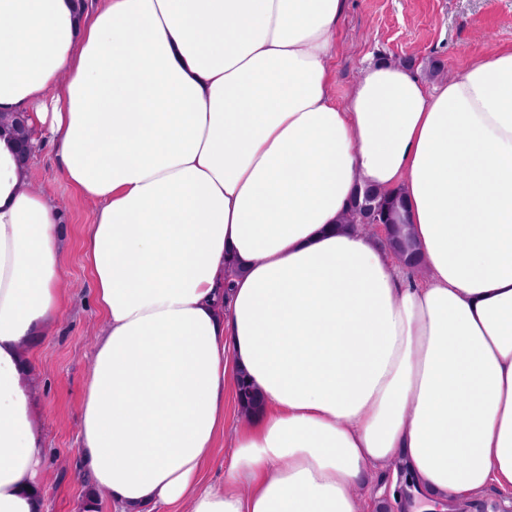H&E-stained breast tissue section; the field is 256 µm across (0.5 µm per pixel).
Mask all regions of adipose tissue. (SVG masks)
I'll return each instance as SVG.
<instances>
[{
	"instance_id": "1",
	"label": "adipose tissue",
	"mask_w": 512,
	"mask_h": 512,
	"mask_svg": "<svg viewBox=\"0 0 512 512\" xmlns=\"http://www.w3.org/2000/svg\"><path fill=\"white\" fill-rule=\"evenodd\" d=\"M344 3L0 0V113L96 205L86 512H359L396 459L426 500L512 493V47L432 89L378 63L341 101ZM30 182L1 136L0 512H44L29 348L66 306ZM368 186L404 195L421 270L334 231ZM241 372L263 405L211 484Z\"/></svg>"
}]
</instances>
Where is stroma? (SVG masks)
<instances>
[{"label":"stroma","instance_id":"obj_1","mask_svg":"<svg viewBox=\"0 0 512 512\" xmlns=\"http://www.w3.org/2000/svg\"><path fill=\"white\" fill-rule=\"evenodd\" d=\"M509 45L512 0H346L331 60L334 92L337 99H344L371 60L406 66L432 87L461 74L494 48ZM437 64L443 65V75H433ZM31 183L55 200L62 212V263L69 297L51 334L32 349L38 362L34 404L48 443L44 501L47 512H80L86 482L77 476L79 405L101 325L83 257L94 206L62 180L50 140L39 144L31 163ZM244 425L235 390L227 388L219 458L206 467V482L223 481L224 465L233 454V436ZM359 496L362 512H415L408 472L401 463L375 466Z\"/></svg>","mask_w":512,"mask_h":512}]
</instances>
